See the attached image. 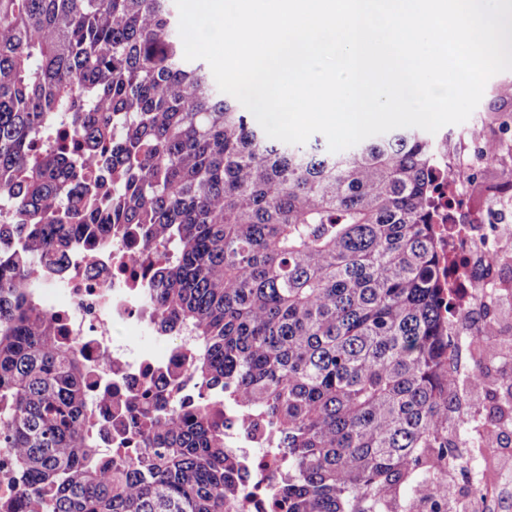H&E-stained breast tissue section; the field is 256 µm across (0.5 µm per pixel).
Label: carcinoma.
I'll return each mask as SVG.
<instances>
[{
	"label": "carcinoma",
	"mask_w": 512,
	"mask_h": 512,
	"mask_svg": "<svg viewBox=\"0 0 512 512\" xmlns=\"http://www.w3.org/2000/svg\"><path fill=\"white\" fill-rule=\"evenodd\" d=\"M173 0H0V448L26 512H230L211 404L287 457L286 512H448V333L429 223L439 144L393 130L332 153L270 140L175 35ZM137 235L156 313L187 325L190 409L125 396L140 447L85 426L90 368L32 280L72 242ZM468 336L477 414L512 380Z\"/></svg>",
	"instance_id": "carcinoma-1"
}]
</instances>
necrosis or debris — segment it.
Listing matches in <instances>:
<instances>
[{
  "label": "necrosis or debris",
  "instance_id": "necrosis-or-debris-1",
  "mask_svg": "<svg viewBox=\"0 0 512 512\" xmlns=\"http://www.w3.org/2000/svg\"><path fill=\"white\" fill-rule=\"evenodd\" d=\"M481 189L490 206L480 219L460 224L459 202L470 191V184L449 186L439 179L432 192L430 211L436 258L446 275L441 279L443 299L460 294L468 298L471 310H478L489 291L500 288L492 272L499 264L490 237L512 238V219L504 217V189L495 171L483 166ZM134 244L119 239L96 249L83 243L72 248L62 272L45 267L37 292L40 303L59 321L64 341L77 344L92 371L93 396L86 412L88 429L97 437L104 454L126 446L132 434L100 435L99 421L109 413L100 401L102 391L136 394L151 388L157 395L167 394L180 385L193 389L187 375L186 356L194 343L190 330L182 325L165 331L153 309L149 279L140 263L133 259ZM133 326L136 335L154 345H165L169 335H177L178 346L166 347L162 356L144 351L133 355L128 346L112 337L113 325ZM215 412L224 419V445L242 464L241 495L232 512H280L273 507L269 487L283 469L284 458L268 448L265 439L250 427L240 425L234 405L218 404Z\"/></svg>",
  "mask_w": 512,
  "mask_h": 512
}]
</instances>
